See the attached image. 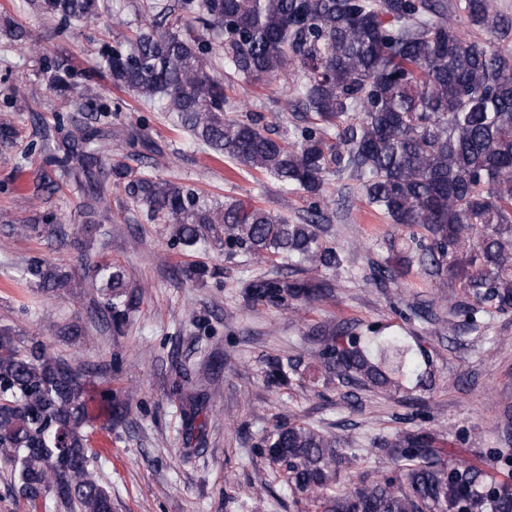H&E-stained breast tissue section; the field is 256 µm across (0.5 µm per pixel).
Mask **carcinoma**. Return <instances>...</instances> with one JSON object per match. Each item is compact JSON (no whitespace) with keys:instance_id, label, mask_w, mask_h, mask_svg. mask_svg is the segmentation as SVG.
Wrapping results in <instances>:
<instances>
[{"instance_id":"1","label":"carcinoma","mask_w":512,"mask_h":512,"mask_svg":"<svg viewBox=\"0 0 512 512\" xmlns=\"http://www.w3.org/2000/svg\"><path fill=\"white\" fill-rule=\"evenodd\" d=\"M37 9L68 37L74 22L120 14L124 0H39ZM130 28L123 40L102 42L97 66L85 81L105 79L133 92L144 105L176 115L177 126L217 160L225 157L274 178L287 190L325 199L328 175L345 171L360 183L366 202L397 228L409 230L404 256L376 265L373 282L394 281L417 264L427 275L463 288L448 299L461 325L479 328L477 314L512 310V55L496 42L512 36V23L495 0H464L466 24L496 41L464 38L448 18L445 0H181V12L163 3ZM0 31L35 57L54 90L66 96L76 75L71 57L51 53L26 27L0 16ZM222 63L243 83L263 78L285 85L284 111L293 138H273L251 112L227 116L239 102L213 75ZM76 111L86 120L53 140L50 171L39 188L56 193L74 182L84 224H102L108 197L123 193L152 224L174 225V243L195 245L208 232L224 234L230 253L286 255L301 267L343 269L345 257L324 237L327 215L318 205L302 224L262 208L213 202L155 174L160 146L138 134L140 163H129L112 122L92 95ZM57 214L38 212L19 228L47 244L63 240ZM92 285L112 327L121 330L138 301L123 270L108 261L89 266ZM26 275L41 288L65 290L71 275L41 257ZM245 297L285 310L331 291L322 279L260 277L241 282ZM317 357L347 385L394 388L416 376L424 385L426 356L400 336L370 328L319 329ZM300 361L270 364L267 384H291ZM81 369L33 342L20 347L0 329V460L12 467L15 487L30 512H41L54 492L66 512H112L108 491L89 472V411ZM284 468L289 489L315 512H512V476L497 480L482 469L442 460L429 434L406 432L375 439L401 462L399 474L334 489L343 439L304 424H282L262 439Z\"/></svg>"}]
</instances>
